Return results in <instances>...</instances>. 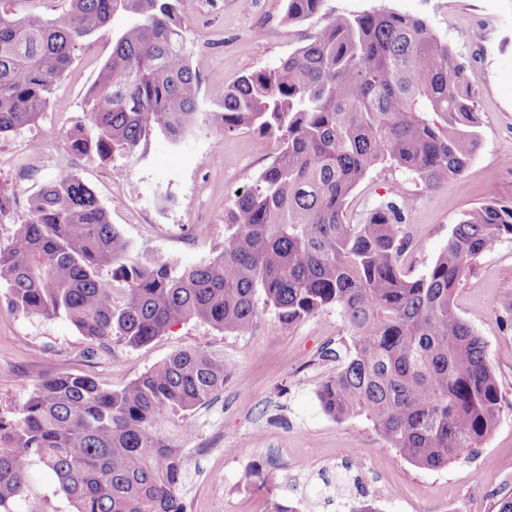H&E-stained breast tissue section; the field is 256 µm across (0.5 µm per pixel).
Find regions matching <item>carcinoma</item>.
I'll return each instance as SVG.
<instances>
[{
  "label": "carcinoma",
  "mask_w": 512,
  "mask_h": 512,
  "mask_svg": "<svg viewBox=\"0 0 512 512\" xmlns=\"http://www.w3.org/2000/svg\"><path fill=\"white\" fill-rule=\"evenodd\" d=\"M0 0V135L35 123L78 42L117 17L112 54L88 93L90 128L67 133L76 156L175 141L200 119V82L180 24L186 0H69L53 18L11 15ZM325 0H287L301 22ZM464 69L425 20L393 11L335 15L270 71L224 90L211 126L275 140L272 162L224 215L206 264L139 261L94 191L58 172L27 198L26 218L0 245V298L32 319H67L104 344H146L199 320L238 334L257 296L284 324L334 306L353 350L318 386L336 419L363 414L400 457L440 469L494 429L503 396L485 345L453 309L456 287L493 244L512 238V204L465 211L429 272L413 278L403 195L377 200L363 222L347 199L387 163L429 187L461 175L479 146ZM229 374L205 350L176 351L120 390L87 375L41 382L0 414V512H13L38 462L76 512H184L181 431Z\"/></svg>",
  "instance_id": "cac0c4a2"
}]
</instances>
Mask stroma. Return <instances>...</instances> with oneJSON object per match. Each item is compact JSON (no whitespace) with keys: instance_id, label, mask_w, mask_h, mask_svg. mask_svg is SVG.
Returning a JSON list of instances; mask_svg holds the SVG:
<instances>
[{"instance_id":"35a3bbf8","label":"stroma","mask_w":512,"mask_h":512,"mask_svg":"<svg viewBox=\"0 0 512 512\" xmlns=\"http://www.w3.org/2000/svg\"><path fill=\"white\" fill-rule=\"evenodd\" d=\"M377 10L425 20L453 49L475 93L480 146L461 176L431 189L378 164L349 199L357 220L368 203L405 196L414 246L402 265L410 276L425 275L463 212L493 197L512 198V0H326L318 14L297 23L285 17L286 0H252L246 11L237 0H189L182 26L201 80L198 125L175 141L156 135L131 154L74 156L66 134L88 124L87 95L112 52V30L103 28L78 45L36 124L0 136V184L15 193L16 217L65 162L95 192L133 257L206 263L224 240L225 212L273 156L257 132L212 135L209 114L225 88L276 67L329 17ZM453 302L484 341L508 403L475 452L441 469L398 457L365 416L337 420L323 410L317 389L336 371L324 352L351 345L333 307L290 325L264 309L246 334L191 320L132 348L93 343L66 319H29L0 301V413L20 408L49 377L88 374L116 390L174 352L198 347L223 357L230 378L217 399L193 414L195 438L178 442L186 512H274L279 504L295 512H350L363 499L381 512H498L500 500L512 498V315L504 309L512 302V240L477 259ZM314 448L320 457L311 467ZM264 479L270 489L261 488ZM14 512L74 507L55 475L36 464Z\"/></svg>"}]
</instances>
